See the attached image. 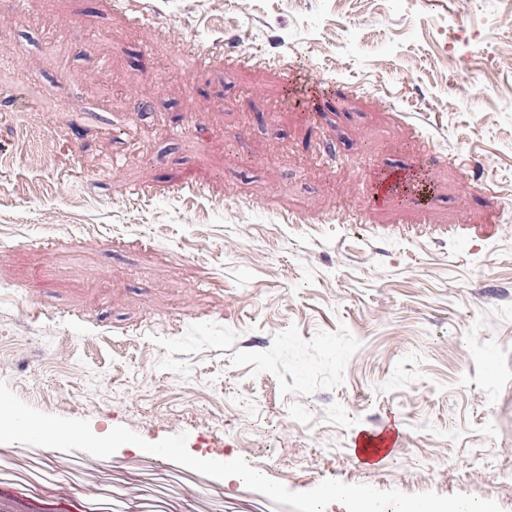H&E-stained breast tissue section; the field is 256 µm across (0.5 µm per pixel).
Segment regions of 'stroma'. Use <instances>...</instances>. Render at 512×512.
Here are the masks:
<instances>
[{"label": "stroma", "instance_id": "stroma-1", "mask_svg": "<svg viewBox=\"0 0 512 512\" xmlns=\"http://www.w3.org/2000/svg\"><path fill=\"white\" fill-rule=\"evenodd\" d=\"M34 2L0 0V380L295 492L512 512V0ZM383 164L430 215L371 204ZM1 490L294 512L133 445L2 443ZM395 447H397V440L391 432L362 431L353 441L352 455L359 461L365 462L390 453Z\"/></svg>", "mask_w": 512, "mask_h": 512}]
</instances>
